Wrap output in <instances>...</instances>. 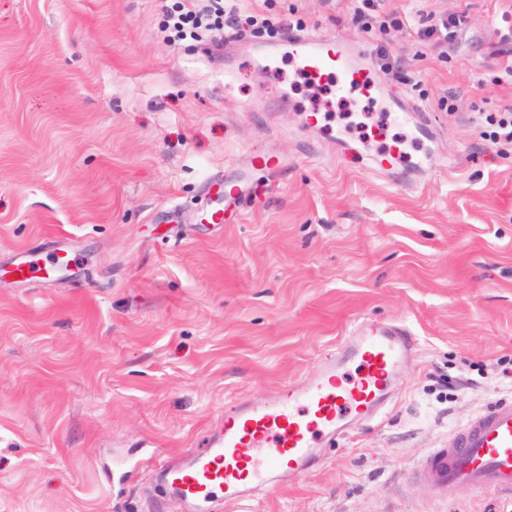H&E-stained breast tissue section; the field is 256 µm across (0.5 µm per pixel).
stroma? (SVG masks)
Masks as SVG:
<instances>
[{
    "instance_id": "1",
    "label": "stroma",
    "mask_w": 512,
    "mask_h": 512,
    "mask_svg": "<svg viewBox=\"0 0 512 512\" xmlns=\"http://www.w3.org/2000/svg\"><path fill=\"white\" fill-rule=\"evenodd\" d=\"M171 4L0 0V512H187L153 460L303 379L360 319L415 333L383 413L312 474L211 512H507L416 471L512 398L498 365L512 358V145L477 121L512 105V81H492L512 65L494 53L512 0H386L408 23L382 39L350 0H237L284 32L385 41L386 84L437 130L411 190L310 156L303 110L346 126V104L290 86L288 61L262 70L257 33L170 38ZM463 11L449 59L417 38L423 19ZM256 153L279 171L255 172L233 223H201L208 176ZM54 249L80 275L8 276L19 251ZM464 373L477 384L456 386Z\"/></svg>"
}]
</instances>
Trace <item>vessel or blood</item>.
Returning <instances> with one entry per match:
<instances>
[{
    "mask_svg": "<svg viewBox=\"0 0 512 512\" xmlns=\"http://www.w3.org/2000/svg\"><path fill=\"white\" fill-rule=\"evenodd\" d=\"M254 50L264 65L286 59L303 80L320 84L335 78L338 95L384 104L397 119L411 122L418 136L432 134L424 107L386 89L358 43L300 29L255 44ZM308 122L325 128L333 154L384 175H395L407 154L406 140L387 139L379 126L371 127L367 138L377 147L370 155L331 128L326 115L311 114ZM250 175V169L241 168L229 177L215 176L203 222L220 224L234 218L239 202L249 195ZM70 262L69 256L58 253L23 256L11 272L23 280H38L68 268ZM413 345L414 333L406 323L358 325L312 377L287 384L272 400L243 401L225 411L220 431L210 434L201 448L187 453L179 464L161 466L165 486L194 505L195 512H208L218 497L228 504L247 501L253 490L270 485L275 474L311 471L328 448L387 406L396 374ZM422 474L437 488L461 484L512 499V398L494 401L448 447L434 449Z\"/></svg>",
    "mask_w": 512,
    "mask_h": 512,
    "instance_id": "b4317fda",
    "label": "vessel or blood"
}]
</instances>
